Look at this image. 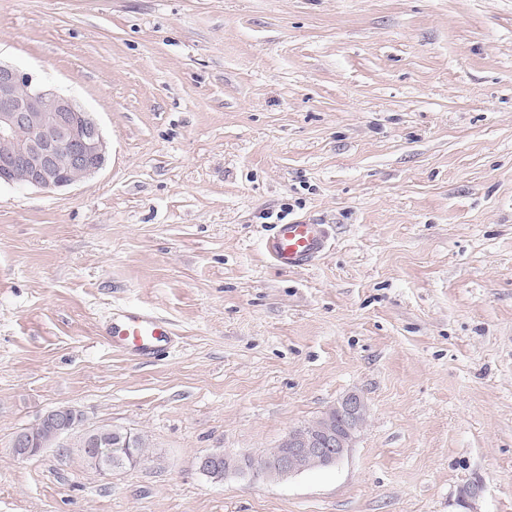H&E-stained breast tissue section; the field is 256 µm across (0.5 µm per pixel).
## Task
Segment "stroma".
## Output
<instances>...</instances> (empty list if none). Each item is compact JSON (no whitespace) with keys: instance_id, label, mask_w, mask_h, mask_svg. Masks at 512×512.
<instances>
[{"instance_id":"stroma-1","label":"stroma","mask_w":512,"mask_h":512,"mask_svg":"<svg viewBox=\"0 0 512 512\" xmlns=\"http://www.w3.org/2000/svg\"><path fill=\"white\" fill-rule=\"evenodd\" d=\"M0 59L110 146L0 187V512H512V0H0ZM282 220L329 225L311 266ZM130 309L165 354L112 347ZM351 393L335 467L200 471ZM58 406L142 458L17 460ZM326 244L327 232L321 224L292 221L277 224L265 248L276 265L283 269H296L310 266ZM32 428L19 430L13 436L11 448L17 459L27 460L45 449L42 443L34 440L29 434Z\"/></svg>"}]
</instances>
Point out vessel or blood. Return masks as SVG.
Returning a JSON list of instances; mask_svg holds the SVG:
<instances>
[{
    "label": "vessel or blood",
    "mask_w": 512,
    "mask_h": 512,
    "mask_svg": "<svg viewBox=\"0 0 512 512\" xmlns=\"http://www.w3.org/2000/svg\"><path fill=\"white\" fill-rule=\"evenodd\" d=\"M327 233L318 224L292 221L277 225L266 241L270 259L284 269L311 265L324 251ZM108 333L115 347L129 352L149 355L168 342L172 331L169 324L158 317L139 311H128L119 323L110 325Z\"/></svg>",
    "instance_id": "b4317fda"
}]
</instances>
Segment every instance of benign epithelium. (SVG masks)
Listing matches in <instances>:
<instances>
[{
    "label": "benign epithelium",
    "instance_id": "7a95c632",
    "mask_svg": "<svg viewBox=\"0 0 512 512\" xmlns=\"http://www.w3.org/2000/svg\"><path fill=\"white\" fill-rule=\"evenodd\" d=\"M108 160V144L94 115L72 98L36 79L14 64L0 60V184L58 190L75 186L98 173ZM363 398L351 393L328 410L325 422L288 431L260 474L297 475L313 466L339 462L366 424ZM39 422L62 437L81 426L71 407H55ZM11 448L20 460L44 450L30 430L15 432ZM83 454L94 458L101 472L112 471L124 458L121 449L99 433L88 431Z\"/></svg>",
    "mask_w": 512,
    "mask_h": 512
}]
</instances>
